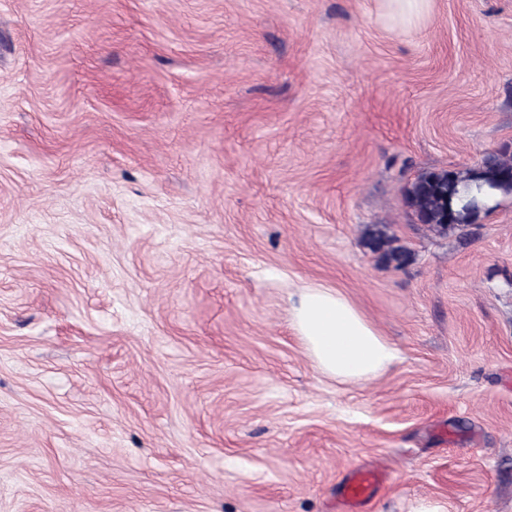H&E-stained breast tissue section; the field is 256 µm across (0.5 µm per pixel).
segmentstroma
<instances>
[{
	"mask_svg": "<svg viewBox=\"0 0 512 512\" xmlns=\"http://www.w3.org/2000/svg\"><path fill=\"white\" fill-rule=\"evenodd\" d=\"M506 144L512 0H0V512H512V196L405 203ZM309 285L397 360L325 376ZM433 0H382L383 17L390 23L410 27L424 20L431 11ZM512 195V154L508 145L465 170L422 173L406 190L405 201L415 219L442 235L476 224L500 196ZM395 242L396 239L388 234L386 225H371L364 233V244L371 252L387 265L401 268L410 261L411 252L403 246L395 245ZM381 477L377 473L354 469L346 477L343 498L348 512L364 511L375 496V489L380 485Z\"/></svg>",
	"mask_w": 512,
	"mask_h": 512,
	"instance_id": "stroma-1",
	"label": "stroma"
}]
</instances>
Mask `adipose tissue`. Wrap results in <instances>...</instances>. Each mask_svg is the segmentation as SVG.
Listing matches in <instances>:
<instances>
[{"mask_svg":"<svg viewBox=\"0 0 512 512\" xmlns=\"http://www.w3.org/2000/svg\"><path fill=\"white\" fill-rule=\"evenodd\" d=\"M293 328L317 367L342 382L373 379L398 357L360 311L332 288L300 289Z\"/></svg>","mask_w":512,"mask_h":512,"instance_id":"1","label":"adipose tissue"}]
</instances>
